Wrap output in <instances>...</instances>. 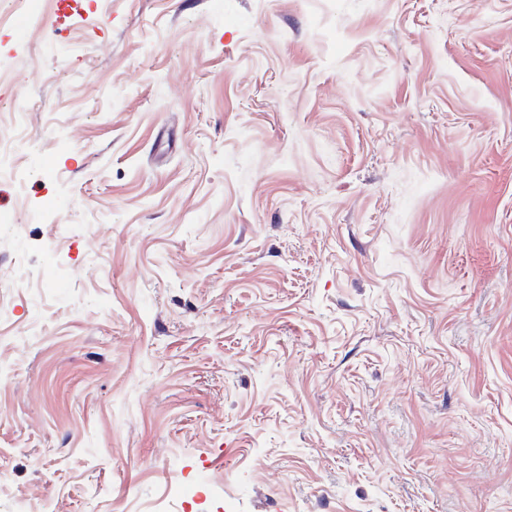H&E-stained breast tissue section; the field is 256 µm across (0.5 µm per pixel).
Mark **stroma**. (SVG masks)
Instances as JSON below:
<instances>
[{
    "instance_id": "obj_1",
    "label": "stroma",
    "mask_w": 512,
    "mask_h": 512,
    "mask_svg": "<svg viewBox=\"0 0 512 512\" xmlns=\"http://www.w3.org/2000/svg\"><path fill=\"white\" fill-rule=\"evenodd\" d=\"M0 512H512V0H0Z\"/></svg>"
}]
</instances>
